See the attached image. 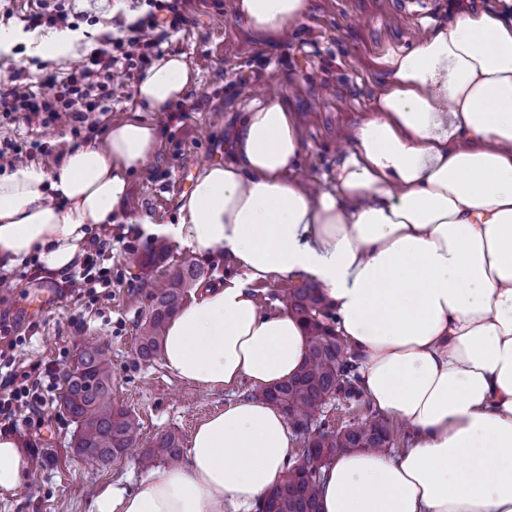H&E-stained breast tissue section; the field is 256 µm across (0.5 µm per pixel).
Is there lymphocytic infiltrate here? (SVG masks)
I'll return each mask as SVG.
<instances>
[{
	"mask_svg": "<svg viewBox=\"0 0 512 512\" xmlns=\"http://www.w3.org/2000/svg\"><path fill=\"white\" fill-rule=\"evenodd\" d=\"M131 6L139 14L133 21H119V36L101 40L98 47L74 61L66 76L49 78L46 91H26L12 80H0V161L11 165L35 162L47 153L39 140L12 137L7 126L19 117L30 126L67 128L76 138L96 135V115L109 111L115 95L113 78H121L127 86L139 80L171 32L189 22V0H131ZM111 254L110 240L98 241L78 271L66 275L71 294L81 299L94 288L111 287L112 269L107 265ZM0 363L6 368L0 378V431L32 426L33 414L52 408L56 401L59 364L44 363L36 376L16 355L0 353Z\"/></svg>",
	"mask_w": 512,
	"mask_h": 512,
	"instance_id": "obj_1",
	"label": "lymphocytic infiltrate"
}]
</instances>
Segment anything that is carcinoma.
I'll return each instance as SVG.
<instances>
[{"label":"carcinoma","instance_id":"1","mask_svg":"<svg viewBox=\"0 0 512 512\" xmlns=\"http://www.w3.org/2000/svg\"><path fill=\"white\" fill-rule=\"evenodd\" d=\"M203 271L189 259L170 267L168 286L152 299L151 310L139 336L135 353L144 361L161 357L164 330L178 311L186 292L202 278ZM288 308L307 331L308 352L301 369L287 380L258 392V396L285 409L288 420L304 427L315 418L324 398L344 390L348 398L360 400L357 363L336 331L321 321L323 298L319 288L300 284L286 291ZM61 400L76 424L73 447L78 455H91L109 462L133 447L141 436L139 422L117 407L112 394V364L103 347L85 346L73 369L66 375ZM390 428L376 420L350 426L346 431L319 432L305 441V465L291 466L282 483L266 499V512H320L318 487L322 457L333 458L347 448H386ZM180 440L173 433L158 438L140 460L144 468L156 461L180 457Z\"/></svg>","mask_w":512,"mask_h":512}]
</instances>
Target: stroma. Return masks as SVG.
<instances>
[{
	"mask_svg": "<svg viewBox=\"0 0 512 512\" xmlns=\"http://www.w3.org/2000/svg\"><path fill=\"white\" fill-rule=\"evenodd\" d=\"M231 3L191 0L189 24L171 34L166 53L184 55L197 74L173 111L157 117L139 101L135 88L120 85L111 112L100 117L103 132L133 115L161 120L164 126L155 157L130 175L122 213L99 233L112 243L111 287L99 289L93 306L84 307L62 288L59 277L0 272V315L17 323L24 338L15 354L32 365L54 361L67 369L82 346H108L116 401L139 421V447L106 465L76 455L70 446L76 426L62 404H55L41 430L20 428L19 438L37 445L29 458L31 481L0 498V512H92L95 492L119 480L133 487L144 473L139 454L157 437L174 433L182 448H189L202 420L235 396L251 393L245 380L209 392L180 380L162 361L137 358L134 338L149 314L151 296L167 286V264L191 255L175 244L167 263L143 269L132 259L147 255L154 244L141 219L173 222L195 175L228 158L232 132L252 102L271 95L289 99L300 117L303 175L320 189H332V170L350 146L349 133L370 114L386 86L381 57L412 48L427 22L445 24L462 5L486 8L497 0H410L403 11L394 0H312L306 21L276 40L254 35L233 15ZM74 6L85 16L78 28L82 52L111 34L113 17L128 10L126 0H74ZM33 7V0L0 6V28L32 35L11 52H0V77L16 74L21 84L36 87L47 75L66 73L71 61L37 53L38 43L52 31L27 29L24 18ZM355 414L363 420L381 417L373 405L359 409L339 395L309 430H336Z\"/></svg>",
	"mask_w": 512,
	"mask_h": 512,
	"instance_id": "obj_1",
	"label": "stroma"
}]
</instances>
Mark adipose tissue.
Returning <instances> with one entry per match:
<instances>
[{"label":"adipose tissue","mask_w":512,"mask_h":512,"mask_svg":"<svg viewBox=\"0 0 512 512\" xmlns=\"http://www.w3.org/2000/svg\"><path fill=\"white\" fill-rule=\"evenodd\" d=\"M255 34L303 23L311 0H235ZM388 83L336 165V188L296 176L299 119L283 97L254 102L230 160L204 167L170 224H146L239 270L169 321L163 363L205 390L278 384L301 367L300 320L266 314L255 284L310 277L336 311L360 386L403 422L410 445L350 449L324 470L322 512H512V16L465 12L386 53ZM196 81L184 55L137 84L167 112ZM156 124L112 125L52 170L0 174V270L26 260L64 273L122 212L129 174L152 158ZM298 458L283 412L242 397L194 430L184 459L133 489L113 484L95 512H251ZM22 442L0 436V496L24 485Z\"/></svg>","instance_id":"adipose-tissue-1"}]
</instances>
